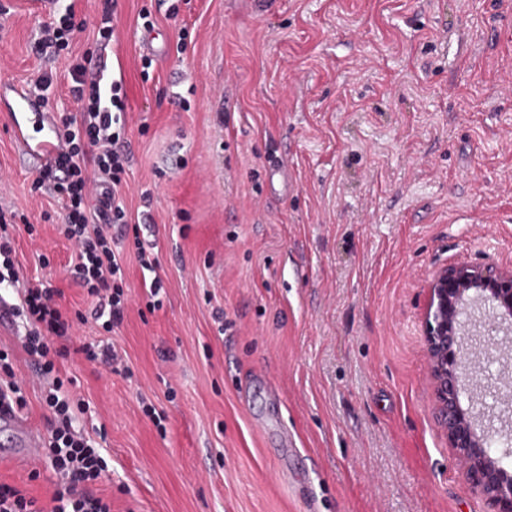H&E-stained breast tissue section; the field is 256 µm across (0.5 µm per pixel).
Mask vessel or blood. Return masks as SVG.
I'll return each instance as SVG.
<instances>
[{"mask_svg":"<svg viewBox=\"0 0 512 512\" xmlns=\"http://www.w3.org/2000/svg\"><path fill=\"white\" fill-rule=\"evenodd\" d=\"M11 91L7 118L18 152L34 159L39 166L54 165L60 153L58 132L49 127L42 101L24 84L12 86ZM0 422L12 426L19 457L32 461L41 455L43 438L19 412L6 405L1 406Z\"/></svg>","mask_w":512,"mask_h":512,"instance_id":"vessel-or-blood-1","label":"vessel or blood"}]
</instances>
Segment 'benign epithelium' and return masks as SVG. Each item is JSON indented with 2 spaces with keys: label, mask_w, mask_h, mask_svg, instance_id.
Masks as SVG:
<instances>
[{
  "label": "benign epithelium",
  "mask_w": 512,
  "mask_h": 512,
  "mask_svg": "<svg viewBox=\"0 0 512 512\" xmlns=\"http://www.w3.org/2000/svg\"><path fill=\"white\" fill-rule=\"evenodd\" d=\"M512 333V269L493 265L444 266L429 281L424 315L425 350L431 368L432 400L448 445L457 450L463 479L497 507L512 512V474L491 466L488 443L496 438L512 442V431L494 425V414L480 410V396L466 391L460 373L474 363L462 353L469 342H481L478 327Z\"/></svg>",
  "instance_id": "obj_1"
}]
</instances>
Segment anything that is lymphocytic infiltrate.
<instances>
[{"mask_svg": "<svg viewBox=\"0 0 512 512\" xmlns=\"http://www.w3.org/2000/svg\"><path fill=\"white\" fill-rule=\"evenodd\" d=\"M84 28L74 11L65 9L44 23L40 53L61 55ZM91 63V56L85 54L69 67L78 109L61 116L64 151L54 168L40 171L37 183L65 210L60 231L74 248L70 280L93 298L91 318L110 330L123 322L127 310L126 261L112 248L110 226L119 224L134 232L132 250L142 269L155 271L157 259L139 238L140 222L123 201L127 163L124 81L113 80L111 92H104ZM58 294L50 286L21 289L20 303L13 306L12 314L24 317L29 326L22 348L32 359L37 378L52 380L51 387L42 391L41 402L47 412L51 466L63 484L44 508L26 490L0 483V512H112L111 503L92 489L106 461L74 428L88 405L64 389L60 361L68 354L72 321L57 303Z\"/></svg>", "mask_w": 512, "mask_h": 512, "instance_id": "obj_1", "label": "lymphocytic infiltrate"}]
</instances>
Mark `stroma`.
Returning <instances> with one entry per match:
<instances>
[{
  "mask_svg": "<svg viewBox=\"0 0 512 512\" xmlns=\"http://www.w3.org/2000/svg\"><path fill=\"white\" fill-rule=\"evenodd\" d=\"M0 4V94L48 71L49 112L75 111L67 59L35 50L44 17ZM145 8L170 45L147 68ZM117 13L124 200L150 210L159 266L128 258L119 328L71 332L78 425L108 463L97 494L112 512H492L436 418L422 323L438 268H512V0H117ZM281 166L294 187L274 194ZM38 174L0 124V207L38 230L15 239L23 282L88 309ZM23 332L0 321L41 433ZM99 341L125 372L76 354ZM0 481L43 505L61 483L44 457L0 459Z\"/></svg>",
  "mask_w": 512,
  "mask_h": 512,
  "instance_id": "35a3bbf8",
  "label": "stroma"
}]
</instances>
